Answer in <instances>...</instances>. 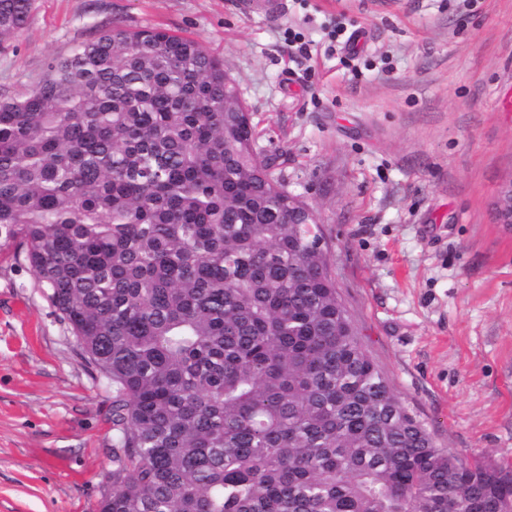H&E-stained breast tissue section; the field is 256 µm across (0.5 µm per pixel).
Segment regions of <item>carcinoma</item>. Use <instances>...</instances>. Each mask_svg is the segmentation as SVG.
<instances>
[{"mask_svg":"<svg viewBox=\"0 0 512 512\" xmlns=\"http://www.w3.org/2000/svg\"><path fill=\"white\" fill-rule=\"evenodd\" d=\"M32 0H0V40ZM224 62L119 24L0 100V243L112 384L100 512H512L361 345Z\"/></svg>","mask_w":512,"mask_h":512,"instance_id":"obj_1","label":"carcinoma"}]
</instances>
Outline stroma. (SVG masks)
<instances>
[{
    "mask_svg": "<svg viewBox=\"0 0 512 512\" xmlns=\"http://www.w3.org/2000/svg\"><path fill=\"white\" fill-rule=\"evenodd\" d=\"M33 0L0 99L102 30L222 58L289 192L317 211L370 357L438 447L512 463V0ZM16 246L0 247V512H99L112 388ZM494 205L498 222L512 224V174L502 182Z\"/></svg>",
    "mask_w": 512,
    "mask_h": 512,
    "instance_id": "35a3bbf8",
    "label": "stroma"
}]
</instances>
